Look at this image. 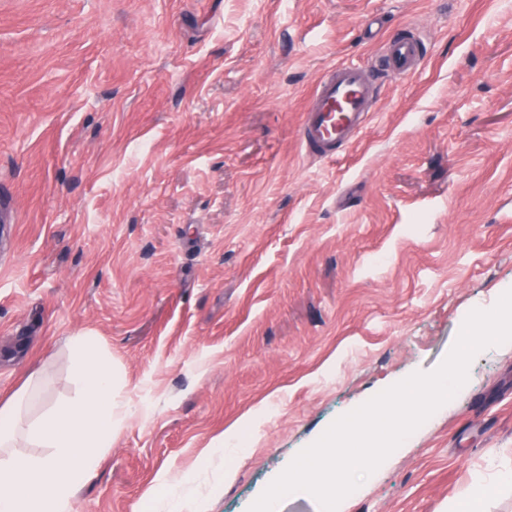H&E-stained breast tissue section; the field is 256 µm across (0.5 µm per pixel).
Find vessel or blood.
Wrapping results in <instances>:
<instances>
[{"mask_svg": "<svg viewBox=\"0 0 512 512\" xmlns=\"http://www.w3.org/2000/svg\"><path fill=\"white\" fill-rule=\"evenodd\" d=\"M424 56V40L415 26L407 24L383 45L378 70L347 64L328 70L303 108L299 136L304 151L329 160L340 155L379 107V76L406 77Z\"/></svg>", "mask_w": 512, "mask_h": 512, "instance_id": "1", "label": "vessel or blood"}]
</instances>
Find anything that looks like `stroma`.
<instances>
[{
	"label": "stroma",
	"instance_id": "stroma-1",
	"mask_svg": "<svg viewBox=\"0 0 512 512\" xmlns=\"http://www.w3.org/2000/svg\"><path fill=\"white\" fill-rule=\"evenodd\" d=\"M385 77L336 159L301 147L320 75ZM0 396L73 399L95 337L130 415L73 512H248L339 416L434 370L473 305L512 285V0H0ZM251 416L241 454L215 445ZM512 467V347L407 437L343 512H448Z\"/></svg>",
	"mask_w": 512,
	"mask_h": 512
}]
</instances>
